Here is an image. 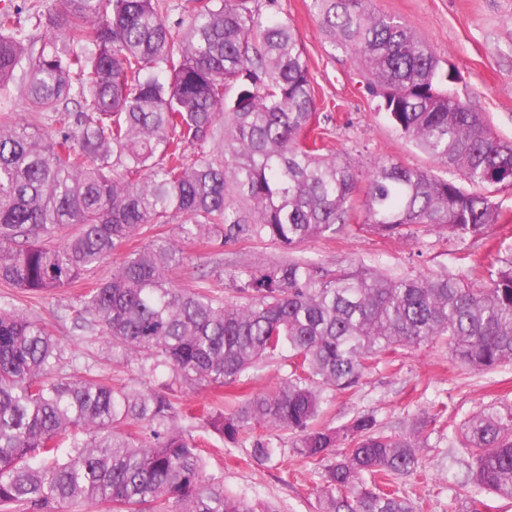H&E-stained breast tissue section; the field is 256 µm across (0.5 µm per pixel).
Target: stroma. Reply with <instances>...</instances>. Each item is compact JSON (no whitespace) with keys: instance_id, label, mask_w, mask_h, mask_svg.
Returning <instances> with one entry per match:
<instances>
[{"instance_id":"stroma-1","label":"stroma","mask_w":512,"mask_h":512,"mask_svg":"<svg viewBox=\"0 0 512 512\" xmlns=\"http://www.w3.org/2000/svg\"><path fill=\"white\" fill-rule=\"evenodd\" d=\"M263 12L292 20L315 79L319 115H333L331 147L349 158L359 174H366L382 159L437 172V164L403 138L377 109L366 80L351 55L332 50L308 10L309 0H255ZM382 13L400 17L425 38L442 68H455L462 79L454 93L476 112L483 113L493 132L512 140V0H374ZM495 200L507 218L487 236L472 242L436 231L398 242L367 233L345 231L303 247L327 264L365 259L386 271L428 274L448 270L472 280L471 260L497 262L512 257V187L496 191ZM185 262L171 274L181 286L200 284L214 293L231 296L224 276L222 249L204 241L180 243ZM81 288L45 294L24 292L0 283V305L44 321L59 342L65 373L90 369L113 382L141 388L168 383V372L142 377L136 364L112 358V343L101 333L75 328ZM288 373L283 357H275L251 371L241 382L225 387L224 409L243 406L253 396L271 391ZM183 429L197 442L206 461L207 476L222 481L228 492L270 501L280 512H320L318 495L307 467L292 450H285L280 465L271 467L246 457L242 448H230L209 433L203 414L213 403L210 389L177 385L173 388ZM512 404V365L488 372L453 366L441 343L400 349L373 366L358 386L333 393L323 406L322 424L341 427L355 413H374L380 427L401 430L423 413L434 420L424 428L419 455L423 478L400 483L413 512H448L460 467H448V433L486 405Z\"/></svg>"}]
</instances>
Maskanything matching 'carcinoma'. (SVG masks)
Wrapping results in <instances>:
<instances>
[{"instance_id":"cac0c4a2","label":"carcinoma","mask_w":512,"mask_h":512,"mask_svg":"<svg viewBox=\"0 0 512 512\" xmlns=\"http://www.w3.org/2000/svg\"><path fill=\"white\" fill-rule=\"evenodd\" d=\"M167 0H61L32 28L0 8V282L70 288L156 224L185 241L242 238L282 247L276 261L224 258L232 300L178 288L184 263L158 238L131 248L82 295L77 319L114 355L152 376L220 391L288 352V375L246 405L206 411L205 426L251 460L278 463L277 432L317 474L322 512H411L397 484L424 475L420 432L384 431L357 413L319 423L329 392L356 387L382 356L433 340L473 371L512 363V260L489 283L447 271L393 274L362 259L330 267L299 251L360 221L409 241L420 230L482 240L504 219L512 142L451 90L432 47L373 0H309L333 48L363 68L397 131L448 173L379 161L356 201L358 173L329 148L299 33L255 0H194L177 26ZM48 132L13 115V97ZM59 341L38 319L0 308V508L60 512H278L208 479L180 425L171 387L137 389L62 374ZM134 431L124 432L122 428ZM267 430L255 435L256 428ZM452 447L468 472L456 497L512 499V405L462 422Z\"/></svg>"}]
</instances>
